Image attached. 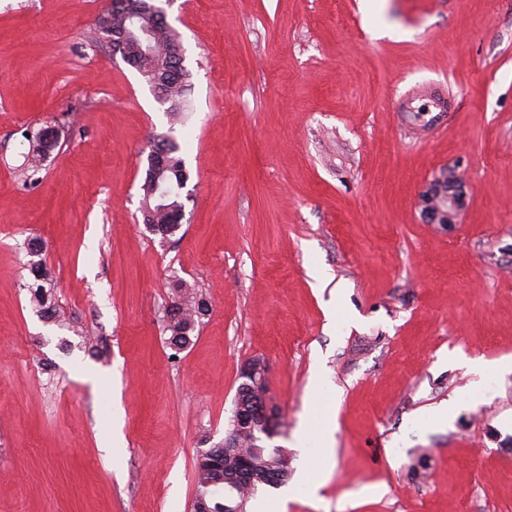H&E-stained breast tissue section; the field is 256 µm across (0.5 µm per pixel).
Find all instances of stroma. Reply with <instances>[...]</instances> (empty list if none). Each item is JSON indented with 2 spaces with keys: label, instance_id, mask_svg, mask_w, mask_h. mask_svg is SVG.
Instances as JSON below:
<instances>
[{
  "label": "stroma",
  "instance_id": "stroma-1",
  "mask_svg": "<svg viewBox=\"0 0 512 512\" xmlns=\"http://www.w3.org/2000/svg\"><path fill=\"white\" fill-rule=\"evenodd\" d=\"M158 4L176 118L93 41L109 0H0V512H191L254 357L284 512H512V0ZM160 136L189 174L165 243L140 212ZM447 170L471 197L444 231L417 202ZM33 237L63 322L30 303ZM178 278L209 312L175 353ZM327 414L328 456L300 452ZM52 127H47L41 129L35 137L36 144L33 145L32 155H31V163H30V171L29 175L30 182H36L38 178H33L41 169V163L46 157V155L50 153L55 147H57L59 141L58 138L51 139L50 136H53V133L49 135V132L54 131L51 129ZM242 378L246 379L241 384V389H246L248 387L259 386L264 383L266 386V397L262 401L260 406V412L269 416L273 410L275 403L273 402L270 396V388L267 376V367L263 360L256 358L251 360L249 363H246L243 366Z\"/></svg>",
  "mask_w": 512,
  "mask_h": 512
}]
</instances>
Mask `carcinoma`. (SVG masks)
Here are the masks:
<instances>
[{"mask_svg": "<svg viewBox=\"0 0 512 512\" xmlns=\"http://www.w3.org/2000/svg\"><path fill=\"white\" fill-rule=\"evenodd\" d=\"M176 31L168 24L167 20L160 19L156 22L153 34L155 55L151 58L143 57L135 45L124 46V56L129 62L139 64L144 72L149 73L161 66L169 68L167 62V48L171 40L175 39ZM169 85L173 90L169 99L174 101L188 92V84L185 81V72L175 70L168 75ZM51 128L47 127L38 132L35 137V145L32 148L30 171L35 181L36 175L41 169V163L58 145V139L50 138ZM151 148L156 153L164 156L165 170L161 180L167 183L166 196L167 206L174 209H183L182 190L186 187L188 174L184 161L178 156L179 146L167 139L159 138L153 142ZM155 169L148 165L144 183L141 186L142 211L143 214H158L159 223L149 224L147 228L154 235L163 240H168L179 230L180 225L168 222V215L157 213L159 192L155 191ZM43 249L36 240L28 245L29 272L32 276V283L28 285L30 301L40 318L46 321L58 319V308L55 303L54 286H52L51 272L42 258ZM191 285L183 279L174 283L175 298L174 304L178 312L174 316H166L164 331L169 333L168 343L170 346L184 347L190 343L191 335L201 322V312L207 307V301L194 292L189 291ZM262 428L258 425L248 427L237 433V446L233 454L224 453V445L218 444L201 452L195 462L196 494L204 498L211 512H226L227 506H246L247 502L254 495L255 490L245 484L231 485L216 482V477L224 475V467L233 468L236 466L238 456L247 455L258 465V469L268 468L273 459L261 452L260 441Z\"/></svg>", "mask_w": 512, "mask_h": 512, "instance_id": "obj_1", "label": "carcinoma"}]
</instances>
